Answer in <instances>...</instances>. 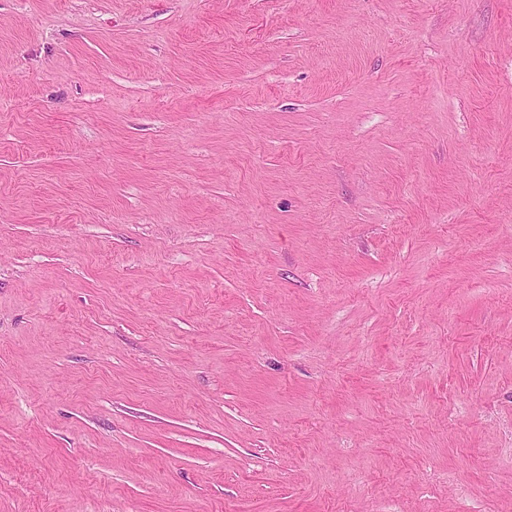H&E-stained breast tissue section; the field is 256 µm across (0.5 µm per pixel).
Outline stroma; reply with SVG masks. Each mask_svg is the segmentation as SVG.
<instances>
[{
	"label": "stroma",
	"instance_id": "obj_1",
	"mask_svg": "<svg viewBox=\"0 0 512 512\" xmlns=\"http://www.w3.org/2000/svg\"><path fill=\"white\" fill-rule=\"evenodd\" d=\"M512 502V0H0V512Z\"/></svg>",
	"mask_w": 512,
	"mask_h": 512
}]
</instances>
